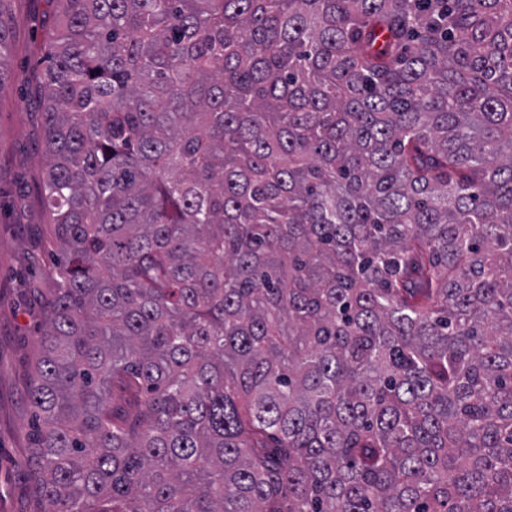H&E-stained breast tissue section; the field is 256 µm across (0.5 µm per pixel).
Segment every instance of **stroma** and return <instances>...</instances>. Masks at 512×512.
<instances>
[{
    "instance_id": "obj_1",
    "label": "stroma",
    "mask_w": 512,
    "mask_h": 512,
    "mask_svg": "<svg viewBox=\"0 0 512 512\" xmlns=\"http://www.w3.org/2000/svg\"><path fill=\"white\" fill-rule=\"evenodd\" d=\"M10 27L0 55V512H36L28 394L56 252L42 202L41 59L54 27L46 0H14Z\"/></svg>"
}]
</instances>
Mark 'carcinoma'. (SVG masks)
Returning <instances> with one entry per match:
<instances>
[{"instance_id":"1","label":"carcinoma","mask_w":512,"mask_h":512,"mask_svg":"<svg viewBox=\"0 0 512 512\" xmlns=\"http://www.w3.org/2000/svg\"><path fill=\"white\" fill-rule=\"evenodd\" d=\"M39 512H512V0H47Z\"/></svg>"}]
</instances>
